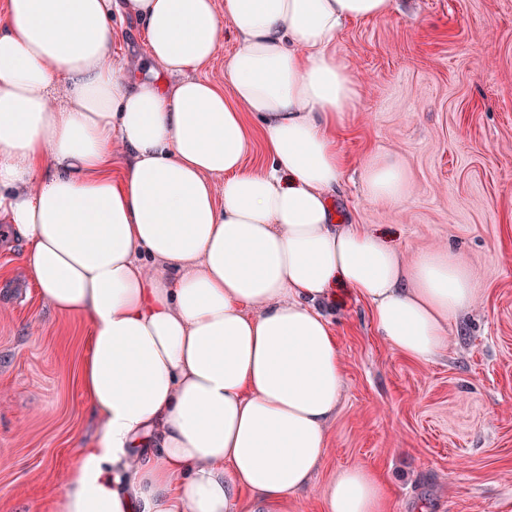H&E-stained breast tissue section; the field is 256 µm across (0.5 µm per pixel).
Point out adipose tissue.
Here are the masks:
<instances>
[{
	"instance_id": "obj_1",
	"label": "adipose tissue",
	"mask_w": 512,
	"mask_h": 512,
	"mask_svg": "<svg viewBox=\"0 0 512 512\" xmlns=\"http://www.w3.org/2000/svg\"><path fill=\"white\" fill-rule=\"evenodd\" d=\"M393 0H6L0 11V213L56 309L86 317L87 403L100 421L55 512H288L327 451L342 354L322 311L336 287L379 336L431 362L475 301L453 250L404 261L340 223L336 134L359 88L333 44ZM141 24L157 66L131 79L111 11ZM228 22L229 89L198 76ZM65 81L53 101L56 77ZM270 164L246 167L245 113ZM365 195L402 200L394 156ZM324 512H383L346 467Z\"/></svg>"
}]
</instances>
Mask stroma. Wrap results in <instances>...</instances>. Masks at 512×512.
I'll list each match as a JSON object with an SVG mask.
<instances>
[{"instance_id":"35a3bbf8","label":"stroma","mask_w":512,"mask_h":512,"mask_svg":"<svg viewBox=\"0 0 512 512\" xmlns=\"http://www.w3.org/2000/svg\"><path fill=\"white\" fill-rule=\"evenodd\" d=\"M112 53L153 73L139 26L113 16ZM336 53L359 102L339 147L335 209L404 260L455 248L476 301L428 364L377 335L367 303L337 288L323 311L344 363L328 450L290 512H322L339 469L383 476L388 512H502L512 502V0H394L345 23ZM398 156L408 197L372 200L359 168ZM86 320L42 302L24 246L0 218V512H51L67 470L100 428L80 385Z\"/></svg>"}]
</instances>
